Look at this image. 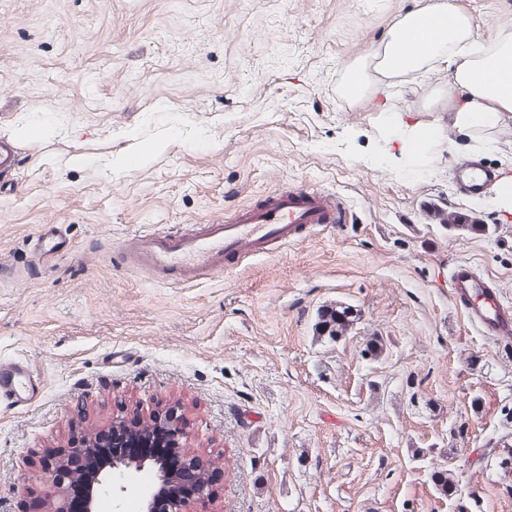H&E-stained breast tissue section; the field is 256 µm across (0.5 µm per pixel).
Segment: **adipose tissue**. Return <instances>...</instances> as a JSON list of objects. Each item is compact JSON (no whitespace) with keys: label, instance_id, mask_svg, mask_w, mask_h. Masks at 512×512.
Instances as JSON below:
<instances>
[{"label":"adipose tissue","instance_id":"adipose-tissue-1","mask_svg":"<svg viewBox=\"0 0 512 512\" xmlns=\"http://www.w3.org/2000/svg\"><path fill=\"white\" fill-rule=\"evenodd\" d=\"M473 21L454 0H423L390 28L378 48L380 76L448 73V93L439 97L451 128L462 137L491 133L512 122V35L475 51Z\"/></svg>","mask_w":512,"mask_h":512}]
</instances>
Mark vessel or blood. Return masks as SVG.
I'll return each mask as SVG.
<instances>
[{
	"mask_svg": "<svg viewBox=\"0 0 512 512\" xmlns=\"http://www.w3.org/2000/svg\"><path fill=\"white\" fill-rule=\"evenodd\" d=\"M497 178L496 172L464 160L452 170L455 188L464 196L486 193ZM350 218V210L336 192L281 187L240 206L227 218L139 231L123 241L116 259L151 272L160 284H187L231 271L252 259L276 255L311 232L349 223ZM64 244L58 225L42 224L30 238L29 249L37 260L46 261ZM448 288L470 325L495 341L512 340V303L505 301L497 285L470 262L462 260L454 265ZM40 391V377L27 362H0L1 404L27 407Z\"/></svg>",
	"mask_w": 512,
	"mask_h": 512,
	"instance_id": "vessel-or-blood-1",
	"label": "vessel or blood"
}]
</instances>
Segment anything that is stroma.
I'll return each instance as SVG.
<instances>
[{"label": "stroma", "instance_id": "35a3bbf8", "mask_svg": "<svg viewBox=\"0 0 512 512\" xmlns=\"http://www.w3.org/2000/svg\"><path fill=\"white\" fill-rule=\"evenodd\" d=\"M417 0H0V361L41 375L0 405V512L88 419L178 401L224 457L215 512H512V347L454 305L467 260L512 302V211L459 197L450 168L512 176V124L453 138L448 74L344 96ZM474 46L512 33V0H455ZM431 148L395 158L394 119ZM295 184L336 191L353 221L184 286L116 264L131 234L200 224ZM465 212L480 230L442 224ZM61 225L73 250L33 262ZM347 307L345 337H318ZM448 471L440 492L434 480ZM365 65L363 63L352 66L348 69V75L346 77L345 89L349 97L351 98H368L370 95L369 86L371 81L365 74ZM29 249L33 257L38 261H48L64 245L59 227L57 224H41L37 232L29 239Z\"/></svg>", "mask_w": 512, "mask_h": 512}]
</instances>
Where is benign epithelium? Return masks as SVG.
<instances>
[{"label":"benign epithelium","mask_w":512,"mask_h":512,"mask_svg":"<svg viewBox=\"0 0 512 512\" xmlns=\"http://www.w3.org/2000/svg\"><path fill=\"white\" fill-rule=\"evenodd\" d=\"M112 436L137 453L106 447V440L72 439L49 448L39 459L41 492L22 512H96L104 495H116L123 481L150 467L156 480L147 486L141 512H212L224 484V466L187 450L196 435L183 406L168 403L144 415L123 410L109 424Z\"/></svg>","instance_id":"7a95c632"}]
</instances>
